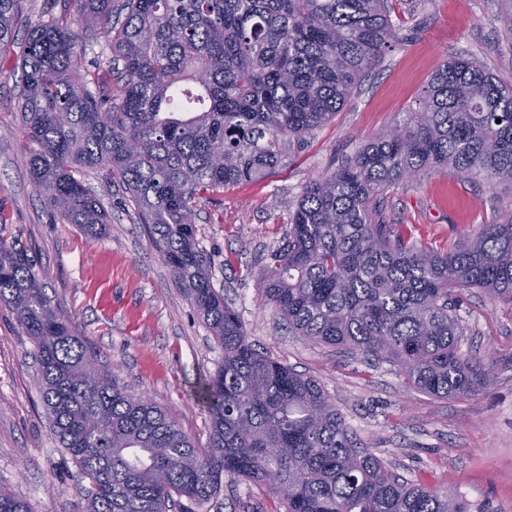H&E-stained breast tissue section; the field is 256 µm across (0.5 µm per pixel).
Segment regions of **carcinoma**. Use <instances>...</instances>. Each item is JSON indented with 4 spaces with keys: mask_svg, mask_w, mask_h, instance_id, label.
I'll list each match as a JSON object with an SVG mask.
<instances>
[{
    "mask_svg": "<svg viewBox=\"0 0 512 512\" xmlns=\"http://www.w3.org/2000/svg\"><path fill=\"white\" fill-rule=\"evenodd\" d=\"M76 3L122 65V96L90 90L106 73H81L76 32L31 27L19 64L31 180L59 219L97 236L108 215L75 173L119 177L224 347L197 385L211 425L197 448L170 411L97 364L26 251L0 235V301L35 343L53 431L90 485L83 512H172L183 497L209 501L226 475L288 488L287 512H469L448 488L397 474L317 380L257 350L196 242L195 199L284 166L379 65L397 40L388 0H126L118 26L112 0ZM20 10L0 0V51ZM439 166L512 187V87L459 57L402 122L305 184L257 287L295 335L390 362L427 395L468 398L491 388L493 364L461 349L454 301L481 288L512 302V217L441 253L376 210L392 183ZM0 512L31 509L0 486Z\"/></svg>",
    "mask_w": 512,
    "mask_h": 512,
    "instance_id": "1",
    "label": "carcinoma"
}]
</instances>
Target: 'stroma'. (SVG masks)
<instances>
[{"instance_id": "stroma-1", "label": "stroma", "mask_w": 512, "mask_h": 512, "mask_svg": "<svg viewBox=\"0 0 512 512\" xmlns=\"http://www.w3.org/2000/svg\"><path fill=\"white\" fill-rule=\"evenodd\" d=\"M390 7L398 40L380 66L307 147L292 151L286 166L199 200L196 239L212 287L237 311L250 342L319 381L368 448L406 479L458 493L470 512H512V303L479 288L462 295V347L492 361L496 382L475 397L439 399L408 387L397 366L294 335L257 293L256 278L281 245L305 183L415 108L439 66L465 58L512 85L506 0H390ZM52 17L77 33L84 67L105 68L112 59L100 30L78 24L75 0H23L18 43L0 52V222L44 274L48 297L70 315L87 352L129 391L170 409L197 447H207L210 422L193 388L215 373L224 349L177 288L122 183L101 171L83 175L111 219L98 238L62 223L31 184L18 117L19 43L30 26ZM376 209L385 223L444 251L463 233L512 216V191L435 167L391 185ZM104 284L112 288L107 312L97 302ZM35 351L0 301V485L24 497L32 512H82L85 485L54 436ZM182 508L286 512L287 506L270 486L228 477L208 503L186 501Z\"/></svg>"}]
</instances>
